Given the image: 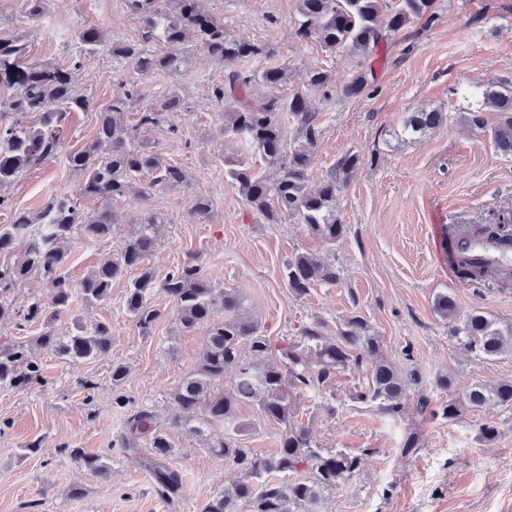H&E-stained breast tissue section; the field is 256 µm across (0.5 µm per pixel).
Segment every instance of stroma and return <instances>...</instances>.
Returning <instances> with one entry per match:
<instances>
[{
	"label": "stroma",
	"mask_w": 512,
	"mask_h": 512,
	"mask_svg": "<svg viewBox=\"0 0 512 512\" xmlns=\"http://www.w3.org/2000/svg\"><path fill=\"white\" fill-rule=\"evenodd\" d=\"M208 7L237 37L266 45L267 57L251 61V68L288 71L277 88L253 85V99L299 93L318 112L321 136L311 154L310 185H319L344 154H360L358 169L336 194L346 236L330 247L303 225L266 223L247 205L225 164L241 160L257 168L261 160L241 153L221 134L224 106L210 95L221 70L203 52L190 53L185 74L159 71L142 78L109 50L110 44L137 38L122 0H50L34 21L26 0H0V37L23 36L31 59L77 66V90L94 102L93 110L70 112L67 150L93 139L97 109L130 85L140 95L129 122L174 85L183 88L190 105L139 132L164 160L187 171L190 188L159 190L145 202L130 194L111 203V236L96 241L72 235L65 274L78 281L117 257L135 219L150 212L165 221L149 260L156 276L197 256L213 286L245 297L270 344L269 363H278L305 327L318 322L332 334L356 312L399 371L418 370L429 397L447 399L435 380L448 373L462 387L512 379V356L486 360L460 349L433 308L435 297L447 292L459 315L479 310L500 327L512 326V284L467 288L448 267L449 225L488 224L498 212L512 211V156L498 153L487 133L497 113L485 111L481 129L466 120L472 106L468 91L512 85V0H435L434 23L400 31L361 63L374 71L375 82L357 98L345 97L343 88L361 64L318 42L299 41L297 0H208ZM87 28L101 33L106 50L81 54L77 34ZM314 67L332 74L320 91L307 84ZM422 107L445 112V123L419 142L398 139L403 119ZM80 183L63 158L44 162L7 188L9 205L0 208V224L11 223L19 211H41L49 197L75 193ZM198 194L212 205L205 224L191 214ZM297 251L326 256L339 281L295 295L283 267ZM126 285L123 279L113 283L104 302L75 298L70 311L53 322L62 335L78 321L109 324L108 352L75 366L40 350L41 383L25 391L0 387V512H201L210 498L242 478L232 459L208 450L207 439H230L263 457L276 455L283 425L249 402L238 405L232 423L213 424L201 437L175 424L171 393L198 363L204 331H184L174 303L159 291L149 303L160 315L150 330H142L124 308ZM117 364L126 366L127 375L116 385ZM370 368L363 361L339 370L323 387L290 396V421L309 430L314 446L360 459L350 480L324 493L321 512H512V406L466 409L445 421L410 405L392 418L355 398L366 388ZM87 380L94 390H84ZM141 410L154 414L173 446L168 463L182 483L174 500L158 495L143 465L149 437L131 448L122 445L128 418ZM484 422L497 429L493 441L478 435ZM409 431L417 433L420 447L404 456L399 446ZM34 441L38 450L26 453ZM73 448L107 455L108 473L80 467L69 455Z\"/></svg>",
	"instance_id": "1"
}]
</instances>
